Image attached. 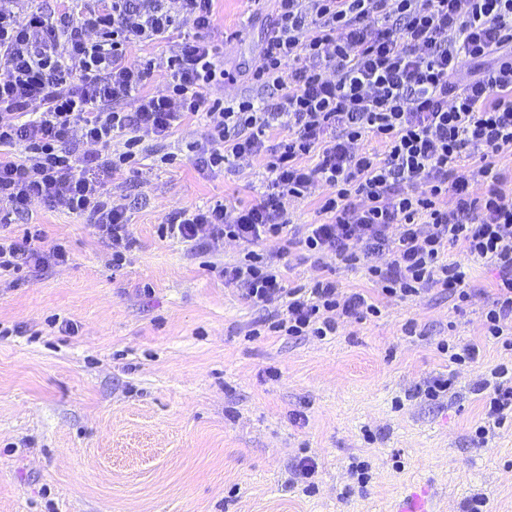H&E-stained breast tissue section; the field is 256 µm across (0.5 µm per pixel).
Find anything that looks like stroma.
Here are the masks:
<instances>
[{"label":"stroma","mask_w":512,"mask_h":512,"mask_svg":"<svg viewBox=\"0 0 512 512\" xmlns=\"http://www.w3.org/2000/svg\"><path fill=\"white\" fill-rule=\"evenodd\" d=\"M275 14L274 0H217L209 35L235 79L213 97L255 94L250 70ZM205 136L191 121L145 138L139 164L115 176L134 240L122 268L86 217L38 204L13 218L10 235L41 225L42 249L63 244L70 259L0 278V512H388L415 484L439 512L476 497L512 512V427L472 439L474 383L512 365V350L483 336L496 271L453 248L479 289L470 301L434 288L381 299L379 316L335 336L253 335L264 311L210 270L237 245L193 254L158 233L175 209L244 203L262 187L252 160L199 171L186 145ZM285 262L291 287L372 288L361 264ZM443 340L477 344L478 361L451 363ZM439 375L453 385L427 401L418 389ZM305 456L317 464L310 491L289 481Z\"/></svg>","instance_id":"obj_1"}]
</instances>
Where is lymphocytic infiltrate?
I'll list each match as a JSON object with an SVG mask.
<instances>
[{
	"instance_id": "lymphocytic-infiltrate-1",
	"label": "lymphocytic infiltrate",
	"mask_w": 512,
	"mask_h": 512,
	"mask_svg": "<svg viewBox=\"0 0 512 512\" xmlns=\"http://www.w3.org/2000/svg\"><path fill=\"white\" fill-rule=\"evenodd\" d=\"M72 2L56 0L49 14L0 8V214L44 203L87 216L121 267L126 209L106 183L138 163L144 137L197 120L207 128L187 145L197 168L250 158L268 182L247 204L179 210L161 232L194 253L235 242L239 257L219 275L254 307H282L270 330L333 336L339 317L378 315V297L434 287L469 301L476 291L448 259L457 246L497 271L485 332L512 348V177L497 162L512 153V0H275L253 71L262 95L224 101L211 91L230 75L206 37L216 0H179L174 13L167 0H87L77 17ZM161 40L164 55L131 59ZM464 61L475 69L455 82ZM158 70L170 76L165 91H146ZM277 128L288 137L269 145ZM317 184L323 222L286 236L285 200ZM270 238L282 239L279 251L259 252ZM42 239L36 224L19 240L0 236V275L68 261ZM295 247L317 265L368 261L375 296L329 279L284 287L279 262ZM379 255L387 263L373 264ZM477 393L484 445L512 423V368L494 367Z\"/></svg>"
}]
</instances>
